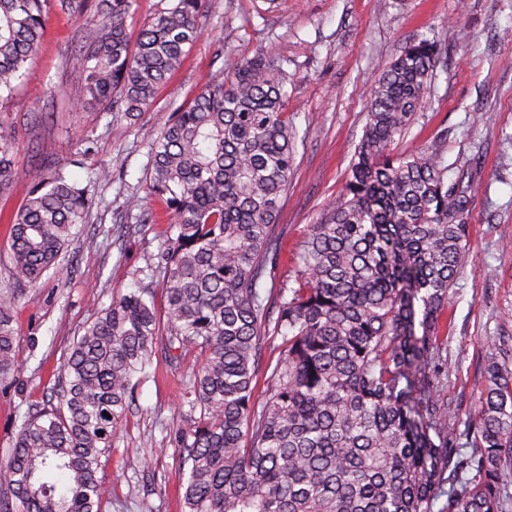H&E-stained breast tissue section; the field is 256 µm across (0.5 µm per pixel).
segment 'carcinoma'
<instances>
[{"label":"carcinoma","instance_id":"carcinoma-1","mask_svg":"<svg viewBox=\"0 0 512 512\" xmlns=\"http://www.w3.org/2000/svg\"><path fill=\"white\" fill-rule=\"evenodd\" d=\"M135 2L0 0V102L56 6L92 17L68 60L81 77L72 104L139 117L200 37L202 0H163L133 45ZM446 40L409 43L378 76L343 193L311 225L294 285L272 305L261 289L281 261L275 222L296 142L280 64L231 60L229 81L172 113L146 175L176 231L159 262L166 322L146 289L97 309L66 354L57 403L16 425L0 459V512H101L100 458L160 336L169 350L204 353L185 395L189 423L170 440L188 469L186 512H503L512 371L490 354L474 425L462 433L438 389L454 368L440 329L470 251L476 172L450 183L440 153H392ZM16 175L14 139L0 129V192ZM91 203L62 166L34 176L8 221L15 287L60 269ZM15 302L0 293V381L21 370ZM268 336L281 338L284 357L258 401Z\"/></svg>","mask_w":512,"mask_h":512}]
</instances>
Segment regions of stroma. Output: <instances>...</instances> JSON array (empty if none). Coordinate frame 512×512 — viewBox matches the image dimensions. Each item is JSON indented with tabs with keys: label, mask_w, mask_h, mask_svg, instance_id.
<instances>
[{
	"label": "stroma",
	"mask_w": 512,
	"mask_h": 512,
	"mask_svg": "<svg viewBox=\"0 0 512 512\" xmlns=\"http://www.w3.org/2000/svg\"><path fill=\"white\" fill-rule=\"evenodd\" d=\"M87 22L78 12H50L23 86L0 106V128L15 139L19 169L0 193V289L13 287L4 219L24 204L45 161L64 165L94 199L60 270L45 273L14 307L24 364L0 383V455L12 444L18 417L43 409L55 394L68 346L97 308L136 288H160L156 257L171 233L146 174L151 146L172 112L227 60L262 54L285 71L283 110L298 139L276 219L282 260L266 282L277 288L293 279L292 252L345 185L380 69L409 42L445 30L450 36L425 101L394 148L430 146L442 153L449 175L462 165L478 172L467 215L470 253L446 330L455 368L440 383L456 428L467 429L487 357L500 353L512 369V0H204L201 36L134 122L104 106L82 110L69 101L78 76L66 62L76 30ZM50 98L56 107L47 123L26 125L25 112ZM104 168L110 178L89 183ZM133 197L154 223L131 226ZM200 358L194 350L179 362L157 345L112 450L101 458L98 476L108 490L102 512H185L182 464L169 434L187 424L188 364Z\"/></svg>",
	"instance_id": "35a3bbf8"
}]
</instances>
